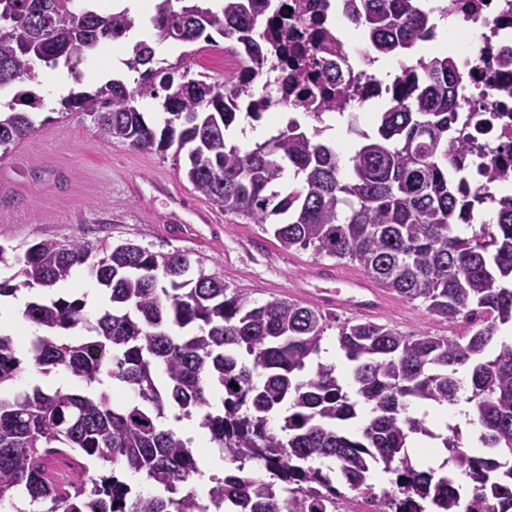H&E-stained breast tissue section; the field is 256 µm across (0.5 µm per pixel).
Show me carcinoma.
<instances>
[{"label":"carcinoma","mask_w":512,"mask_h":512,"mask_svg":"<svg viewBox=\"0 0 512 512\" xmlns=\"http://www.w3.org/2000/svg\"><path fill=\"white\" fill-rule=\"evenodd\" d=\"M92 0H0V158L34 130L40 99L21 88L36 79L34 62L75 69L106 40L135 27L126 11H97ZM158 0L155 41L210 42L212 33L247 47L237 70L214 80L182 62L163 65L147 41L125 66L133 85L112 78L60 100L65 112L90 117L101 137L151 153L186 154L184 174L226 215L270 227L286 250H312L358 263L367 279L400 301L421 302L429 315L465 324L461 333L406 335L368 316L341 319L320 307L240 289L193 270L183 254H157L133 243L93 249L82 237L47 239L16 259L0 280V297L22 288L43 293L83 271L108 296L95 318L81 298L28 301L23 318L38 333L21 344L0 333V502L29 497L47 512H195L193 491L179 486L199 473L191 442L166 421L199 422L210 447L234 468L207 492L216 505L231 497L239 512H284L283 486H296L294 512H325L351 492H372L373 473L393 475L378 512H512V195L497 199L493 224L473 223L480 195L461 182L469 143L456 136L454 59L436 53L394 74L395 94L378 116L377 135L350 125L362 143L342 163L336 150L295 126L245 149L230 137L241 105L260 111L291 102L322 122L362 97L361 74L340 72L344 44L299 49L284 72L288 39L284 4L272 0ZM353 23L375 54L401 59L431 26L417 0H353ZM277 71L264 94L254 77ZM157 101L162 123L145 120L138 102ZM336 330L346 360L314 362L325 333ZM61 371L86 391L39 385L17 389L23 365ZM467 374L463 382L457 374ZM117 382L134 400L116 405L104 389ZM239 389H234L230 383ZM470 405L469 423L494 455L468 454L462 432L436 434L410 413L415 399ZM361 404L371 415L355 428ZM286 408L277 431L270 417ZM438 439L468 482L415 467L410 439ZM78 469L52 476L60 458ZM260 457L270 480L245 464ZM122 474L139 475L136 491Z\"/></svg>","instance_id":"obj_1"}]
</instances>
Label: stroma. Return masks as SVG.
Segmentation results:
<instances>
[{
  "mask_svg": "<svg viewBox=\"0 0 512 512\" xmlns=\"http://www.w3.org/2000/svg\"><path fill=\"white\" fill-rule=\"evenodd\" d=\"M130 39L106 41L69 75L66 89L51 82L52 71L37 66L31 88L64 97L69 89L96 88L127 76L113 67V55L128 58ZM35 130L0 159V275H13L16 253L46 238L80 236L94 246L131 241L160 254H188L194 265L230 287L263 301L278 295L299 301L327 290L314 280L315 266L331 267L344 278L362 277L359 265L336 262L313 251L286 252L260 225L215 212L211 224L193 209L210 210L208 200L187 181L182 162L137 150L127 141L101 137L89 117L43 108ZM401 332L433 336L456 333L457 325L433 319L421 303L390 300L377 317Z\"/></svg>",
  "mask_w": 512,
  "mask_h": 512,
  "instance_id": "1",
  "label": "stroma"
}]
</instances>
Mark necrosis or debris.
Returning <instances> with one entry per match:
<instances>
[{
	"mask_svg": "<svg viewBox=\"0 0 512 512\" xmlns=\"http://www.w3.org/2000/svg\"><path fill=\"white\" fill-rule=\"evenodd\" d=\"M421 9L453 17L464 33L457 41L456 70L460 133L483 125L465 164L473 185L485 184L491 165L512 170V66H501L512 52V0H419Z\"/></svg>",
	"mask_w": 512,
	"mask_h": 512,
	"instance_id": "obj_1",
	"label": "necrosis or debris"
}]
</instances>
